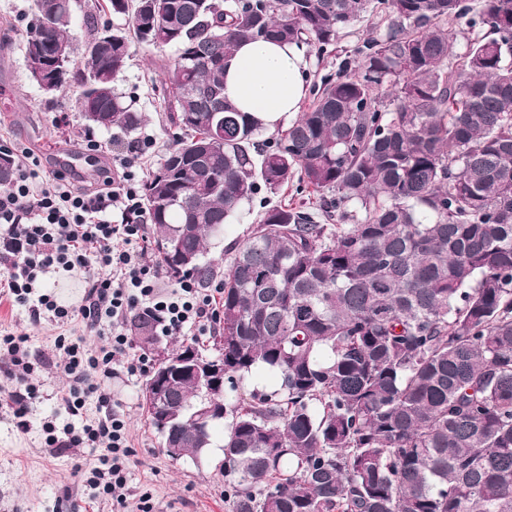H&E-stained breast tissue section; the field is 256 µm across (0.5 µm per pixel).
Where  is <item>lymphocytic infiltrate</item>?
<instances>
[{
	"mask_svg": "<svg viewBox=\"0 0 512 512\" xmlns=\"http://www.w3.org/2000/svg\"><path fill=\"white\" fill-rule=\"evenodd\" d=\"M152 136L117 151L121 176L105 181L94 192L66 189L59 178H45L39 160L30 153L15 155V173L0 190V294L27 307L32 320L51 315L59 323L77 322L85 330L106 336L89 348L80 338L57 336L54 344L64 355L62 370L68 378L56 399L76 416L87 399H95L98 415L80 429H67L64 438H49L53 450L95 449L85 464L83 479L97 499L123 502L129 492L130 449L127 423L114 410L107 387L131 348L124 331L134 313L153 314L162 335L204 330L217 313L213 296L194 279L182 278L162 290L160 273L145 260L146 225L126 220L139 204L143 157ZM84 270L86 291L75 308L58 305L52 295L37 289L48 273ZM27 336H0V347L11 356L10 378L17 387L8 391L10 402L24 404L37 389L30 383Z\"/></svg>",
	"mask_w": 512,
	"mask_h": 512,
	"instance_id": "lymphocytic-infiltrate-1",
	"label": "lymphocytic infiltrate"
}]
</instances>
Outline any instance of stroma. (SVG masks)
<instances>
[{
  "label": "stroma",
  "mask_w": 512,
  "mask_h": 512,
  "mask_svg": "<svg viewBox=\"0 0 512 512\" xmlns=\"http://www.w3.org/2000/svg\"><path fill=\"white\" fill-rule=\"evenodd\" d=\"M29 4L30 0H0V139L17 151L39 158L50 152L76 153L77 168L64 181L74 190H86L99 183L105 170L115 169L117 161L108 151H86L84 137L91 130L79 114L66 101L49 107L44 91L30 80L20 43L30 20ZM370 30V21L361 20L328 52L307 48L309 84L320 83L335 73L342 59L356 58V49ZM176 54L172 46L160 51L131 46L128 65L117 77L115 88L132 111L143 115L144 121L140 129L132 132L99 127L91 131L108 144L127 143L146 132L152 134L155 143L145 162L149 170L155 169L174 147L160 94V62ZM276 205L310 212L316 208L313 196L293 186L276 194L259 193L231 219L223 242L209 252L208 258L218 270L227 268V248L248 233L265 209ZM1 331L28 336L34 366L30 380L38 386L39 396L26 405L27 427L23 430L18 428L10 406L0 404V512H139L138 504L144 498L149 500L152 512H231L220 474L222 429H215L213 445L200 463L169 458L141 407L143 386L154 358L136 346L130 351L131 371L121 372L109 384L112 398L129 424L130 495L125 505L106 502L91 508V489L74 475L76 466L89 458L90 449L50 452L43 428L48 421L59 431L68 426L78 428L96 415L94 401H87L83 415L72 416L59 411L55 398L56 392L65 387L66 378L57 367L63 354L56 349L54 340L62 334L80 336V325H63L47 318L32 321L25 307L0 297Z\"/></svg>",
  "instance_id": "1"
}]
</instances>
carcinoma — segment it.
Listing matches in <instances>:
<instances>
[{
    "label": "carcinoma",
    "mask_w": 512,
    "mask_h": 512,
    "mask_svg": "<svg viewBox=\"0 0 512 512\" xmlns=\"http://www.w3.org/2000/svg\"><path fill=\"white\" fill-rule=\"evenodd\" d=\"M30 2L24 54L46 59L49 96L75 89L89 126L141 123L114 87L131 44L177 48L162 92L176 147L128 214L152 224L171 277L207 285L209 243L261 191L295 180L317 196L318 215L270 207L231 246L215 353L131 318L135 344L165 350L158 370L185 351L224 362L219 393L173 380L166 425L144 406L160 444L183 439L196 461L231 417L233 512H512V0H107L121 29L76 24L72 0ZM373 12L386 25L358 59L258 143L224 101L236 44L322 51ZM461 22L480 34L459 54ZM13 173L0 152V186ZM263 370L278 388L243 397Z\"/></svg>",
    "instance_id": "obj_1"
}]
</instances>
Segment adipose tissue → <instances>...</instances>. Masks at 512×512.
<instances>
[{"label":"adipose tissue","instance_id":"ef3b65f1","mask_svg":"<svg viewBox=\"0 0 512 512\" xmlns=\"http://www.w3.org/2000/svg\"><path fill=\"white\" fill-rule=\"evenodd\" d=\"M306 76L304 46L244 42L224 61V97L250 122L271 131L295 117Z\"/></svg>","mask_w":512,"mask_h":512}]
</instances>
